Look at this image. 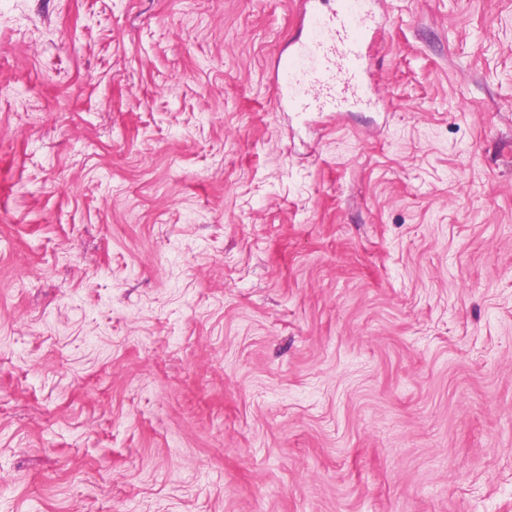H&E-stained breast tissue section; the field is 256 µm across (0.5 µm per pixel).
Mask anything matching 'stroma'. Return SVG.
I'll use <instances>...</instances> for the list:
<instances>
[{
    "instance_id": "obj_1",
    "label": "stroma",
    "mask_w": 512,
    "mask_h": 512,
    "mask_svg": "<svg viewBox=\"0 0 512 512\" xmlns=\"http://www.w3.org/2000/svg\"><path fill=\"white\" fill-rule=\"evenodd\" d=\"M0 0V512H512V0ZM325 1H303L307 35L278 60L276 94L293 112H344L368 97L366 47L380 30L377 1L332 0L324 12Z\"/></svg>"
}]
</instances>
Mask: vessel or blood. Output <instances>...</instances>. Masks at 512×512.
I'll use <instances>...</instances> for the list:
<instances>
[{"label":"vessel or blood","mask_w":512,"mask_h":512,"mask_svg":"<svg viewBox=\"0 0 512 512\" xmlns=\"http://www.w3.org/2000/svg\"><path fill=\"white\" fill-rule=\"evenodd\" d=\"M305 0L307 35L279 58L274 87L295 112H342L365 103L367 45L377 36V0Z\"/></svg>","instance_id":"obj_1"}]
</instances>
